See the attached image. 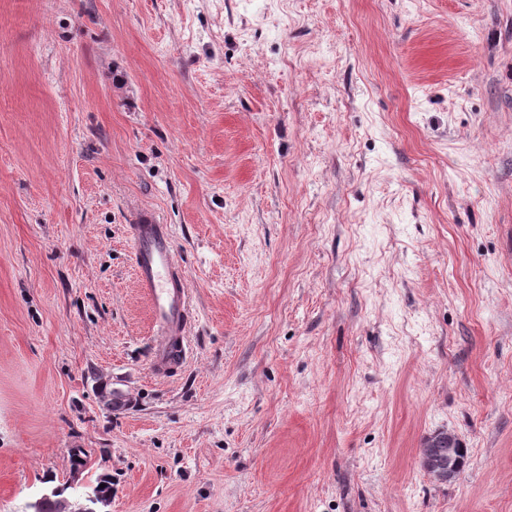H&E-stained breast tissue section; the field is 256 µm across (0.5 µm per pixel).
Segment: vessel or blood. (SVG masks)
<instances>
[{
  "instance_id": "b4317fda",
  "label": "vessel or blood",
  "mask_w": 512,
  "mask_h": 512,
  "mask_svg": "<svg viewBox=\"0 0 512 512\" xmlns=\"http://www.w3.org/2000/svg\"><path fill=\"white\" fill-rule=\"evenodd\" d=\"M134 245L133 264L137 286L146 298L154 324L160 331L152 368L169 371L178 357L189 321V299L178 273L173 239L168 225L143 212L129 226Z\"/></svg>"
}]
</instances>
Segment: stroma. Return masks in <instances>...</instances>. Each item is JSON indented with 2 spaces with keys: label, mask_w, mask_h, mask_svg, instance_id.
Returning a JSON list of instances; mask_svg holds the SVG:
<instances>
[{
  "label": "stroma",
  "mask_w": 512,
  "mask_h": 512,
  "mask_svg": "<svg viewBox=\"0 0 512 512\" xmlns=\"http://www.w3.org/2000/svg\"><path fill=\"white\" fill-rule=\"evenodd\" d=\"M100 473L107 512H512V0H0V512ZM151 212H141L129 232L134 245L133 264L137 286L146 298L154 324L159 328L152 369L165 374L177 359L189 321V299L178 273L171 230L157 224ZM425 448L430 449L421 454L420 467L432 480L449 483L460 476L466 464V448L455 434H433Z\"/></svg>",
  "instance_id": "35a3bbf8"
}]
</instances>
